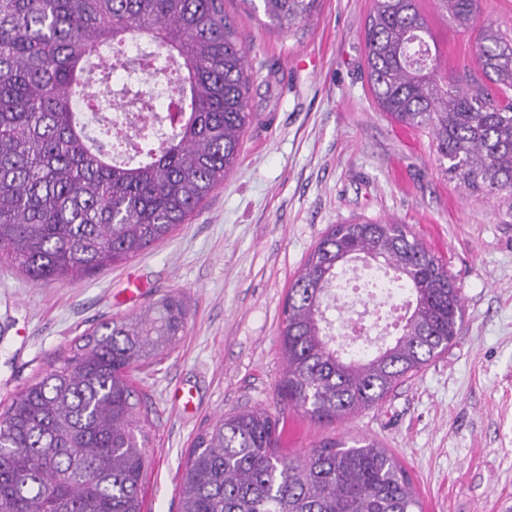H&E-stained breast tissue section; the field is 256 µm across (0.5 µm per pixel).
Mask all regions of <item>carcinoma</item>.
I'll return each instance as SVG.
<instances>
[{
    "label": "carcinoma",
    "mask_w": 512,
    "mask_h": 512,
    "mask_svg": "<svg viewBox=\"0 0 512 512\" xmlns=\"http://www.w3.org/2000/svg\"><path fill=\"white\" fill-rule=\"evenodd\" d=\"M291 29L321 0H244ZM476 62L448 71L432 51L418 0H373L364 26L378 109L432 135L444 171L512 216V27L479 22L480 0H436ZM147 44L137 56L131 44ZM179 111L137 102L87 133L77 102L95 75L157 71ZM246 50L221 0H0V259L33 281L82 278L166 239L236 166L253 120ZM170 134L145 148L157 127ZM367 258L412 299L391 342L351 355L327 312L339 270ZM182 294L104 321L72 354L0 411V512H143L145 437L130 371L167 355L185 333ZM463 323L460 288L405 224H333L289 288L278 390L311 419L351 418L448 350ZM267 408L222 414L195 438L179 512H421L405 468L379 443L328 439L300 458L280 451Z\"/></svg>",
    "instance_id": "1"
}]
</instances>
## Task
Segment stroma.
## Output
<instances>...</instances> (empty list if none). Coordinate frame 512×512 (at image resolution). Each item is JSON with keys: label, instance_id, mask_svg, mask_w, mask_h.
Returning a JSON list of instances; mask_svg holds the SVG:
<instances>
[{"label": "stroma", "instance_id": "35a3bbf8", "mask_svg": "<svg viewBox=\"0 0 512 512\" xmlns=\"http://www.w3.org/2000/svg\"><path fill=\"white\" fill-rule=\"evenodd\" d=\"M372 0H323L290 30L224 0L249 47L254 118L224 185L172 235L78 281L35 283L0 262V406L68 357L99 323L183 294L178 346L132 371L147 435L144 512H178L195 436L253 406L284 421L282 450L377 441L406 469L423 512H512V218L444 173L427 130L380 112L365 68ZM443 64L475 66V35L419 0ZM395 219L448 265L461 337L376 407L333 423L281 401L282 310L329 225Z\"/></svg>", "mask_w": 512, "mask_h": 512}]
</instances>
